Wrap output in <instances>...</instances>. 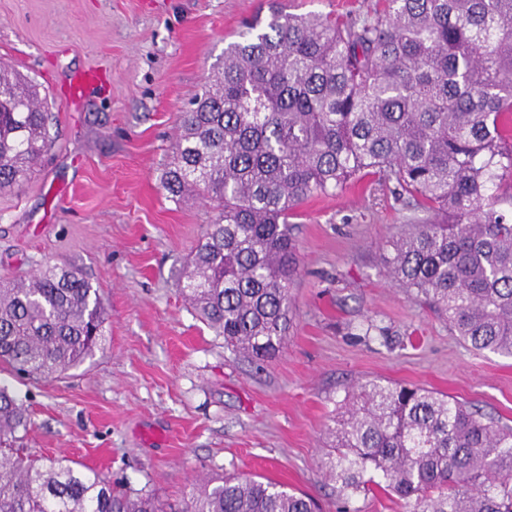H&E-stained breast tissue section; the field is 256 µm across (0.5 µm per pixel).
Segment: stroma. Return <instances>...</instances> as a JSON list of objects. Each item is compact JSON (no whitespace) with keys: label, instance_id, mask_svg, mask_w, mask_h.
<instances>
[{"label":"stroma","instance_id":"35a3bbf8","mask_svg":"<svg viewBox=\"0 0 512 512\" xmlns=\"http://www.w3.org/2000/svg\"><path fill=\"white\" fill-rule=\"evenodd\" d=\"M273 5L346 19L376 0H0V62L38 84L55 135L49 159L0 192V277L65 264L106 311L80 367L32 383L0 366V382L32 416L35 456L172 504L202 477L260 474L338 512L324 460L348 389L418 385L512 426V358L470 349L387 278L383 250L413 212L373 177L290 216L295 320L276 357L235 358L186 304L178 280L215 214L169 200L161 171L225 45ZM87 68L101 85L69 100L67 74Z\"/></svg>","mask_w":512,"mask_h":512}]
</instances>
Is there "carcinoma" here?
<instances>
[{"instance_id": "obj_1", "label": "carcinoma", "mask_w": 512, "mask_h": 512, "mask_svg": "<svg viewBox=\"0 0 512 512\" xmlns=\"http://www.w3.org/2000/svg\"><path fill=\"white\" fill-rule=\"evenodd\" d=\"M36 86L0 63V191L54 137ZM369 176L428 211L386 244L387 276L477 351L512 357V0H382L350 19L248 20L183 113L160 182L216 210L182 292L224 345L275 357L293 324L291 212ZM106 312L77 270L0 280V363L35 380L93 355ZM31 418L0 385V512H166L144 489L35 459ZM325 461L339 512L375 485L413 512H512V427L447 395L366 382ZM182 512H318L262 476L192 484Z\"/></svg>"}]
</instances>
